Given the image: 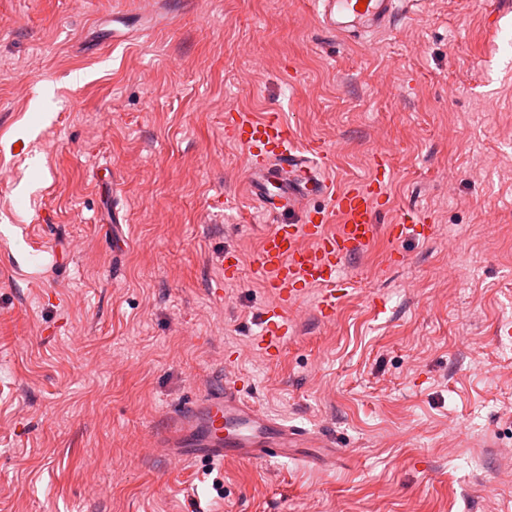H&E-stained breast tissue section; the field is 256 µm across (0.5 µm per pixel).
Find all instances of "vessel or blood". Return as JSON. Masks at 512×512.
<instances>
[{
	"mask_svg": "<svg viewBox=\"0 0 512 512\" xmlns=\"http://www.w3.org/2000/svg\"><path fill=\"white\" fill-rule=\"evenodd\" d=\"M314 7L320 28L339 37L358 29L382 32L400 17L399 0H314ZM225 124L249 155L248 188L256 204L271 215L286 210L300 214L296 223L268 227L257 262L260 278L273 296L262 314L260 349L275 357L291 328L288 312L306 289H317L321 318L335 316L346 288L342 270L377 235L375 208L385 193L392 163L388 156L378 155L371 179L336 191L318 175L325 147L298 146L278 114L256 119L247 112H229ZM323 195L327 205L308 207L309 198ZM335 215L341 224L333 231L329 224ZM154 444L183 459L220 463L284 458L290 449L331 448L335 441L333 435L313 434L271 416L246 398L241 380L227 379L173 411Z\"/></svg>",
	"mask_w": 512,
	"mask_h": 512,
	"instance_id": "vessel-or-blood-1",
	"label": "vessel or blood"
}]
</instances>
